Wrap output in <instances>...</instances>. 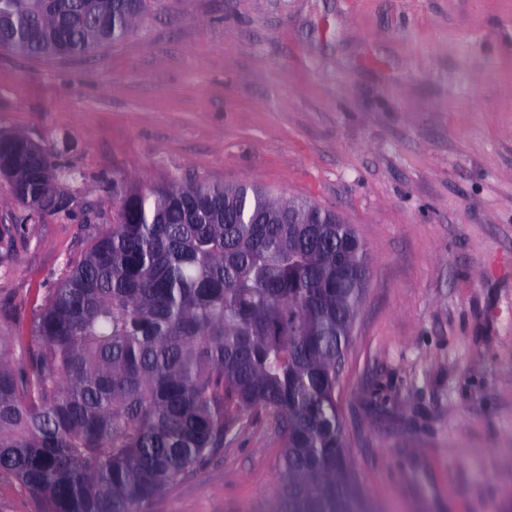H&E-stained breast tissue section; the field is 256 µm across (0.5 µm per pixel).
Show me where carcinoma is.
I'll return each mask as SVG.
<instances>
[{
	"label": "carcinoma",
	"mask_w": 512,
	"mask_h": 512,
	"mask_svg": "<svg viewBox=\"0 0 512 512\" xmlns=\"http://www.w3.org/2000/svg\"><path fill=\"white\" fill-rule=\"evenodd\" d=\"M146 0H0V47L79 57L132 31ZM0 136V175L28 222L67 213L52 161ZM113 224L34 319L23 365L0 336V474L40 512H145L260 409L283 435L274 512H365L341 430L336 360L367 280L355 232L307 201L249 184L131 189ZM348 268L336 282V260Z\"/></svg>",
	"instance_id": "carcinoma-1"
}]
</instances>
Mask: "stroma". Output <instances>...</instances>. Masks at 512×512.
<instances>
[{
  "label": "stroma",
  "mask_w": 512,
  "mask_h": 512,
  "mask_svg": "<svg viewBox=\"0 0 512 512\" xmlns=\"http://www.w3.org/2000/svg\"><path fill=\"white\" fill-rule=\"evenodd\" d=\"M82 173L25 221L0 178V335L127 187L203 180L353 226L369 277L336 389L376 512H512V0H148L122 42L0 50V132ZM149 512H272L283 441L251 411Z\"/></svg>",
  "instance_id": "35a3bbf8"
}]
</instances>
